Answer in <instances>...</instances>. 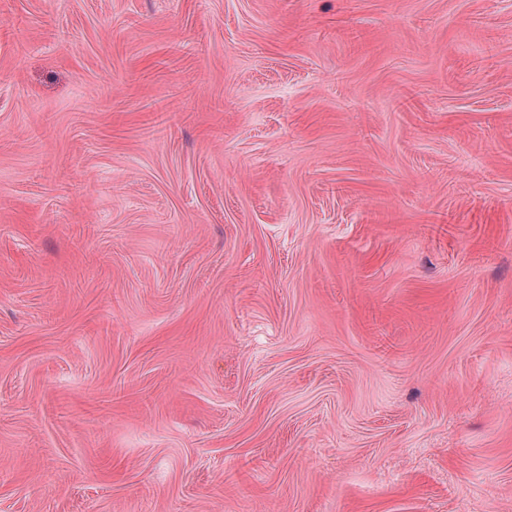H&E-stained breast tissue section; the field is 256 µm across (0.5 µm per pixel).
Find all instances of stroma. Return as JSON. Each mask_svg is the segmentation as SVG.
Segmentation results:
<instances>
[{"mask_svg": "<svg viewBox=\"0 0 512 512\" xmlns=\"http://www.w3.org/2000/svg\"><path fill=\"white\" fill-rule=\"evenodd\" d=\"M0 512H512V0H0Z\"/></svg>", "mask_w": 512, "mask_h": 512, "instance_id": "obj_1", "label": "stroma"}]
</instances>
